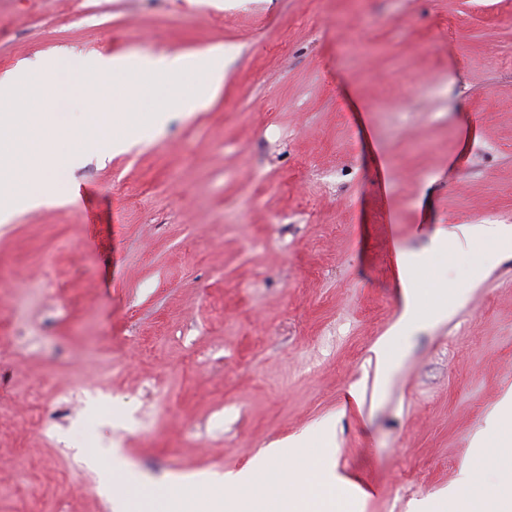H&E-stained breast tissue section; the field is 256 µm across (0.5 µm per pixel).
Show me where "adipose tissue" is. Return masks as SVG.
Returning a JSON list of instances; mask_svg holds the SVG:
<instances>
[{
  "label": "adipose tissue",
  "instance_id": "1",
  "mask_svg": "<svg viewBox=\"0 0 512 512\" xmlns=\"http://www.w3.org/2000/svg\"><path fill=\"white\" fill-rule=\"evenodd\" d=\"M485 453L461 480L458 496L432 512H512V420L494 422L483 439ZM496 469V482L486 480ZM342 477L335 474L330 455L313 449L293 451L288 444L268 449L263 466L199 480L168 477L151 504L153 512H221L218 494L239 490L230 512H324L326 502H338Z\"/></svg>",
  "mask_w": 512,
  "mask_h": 512
}]
</instances>
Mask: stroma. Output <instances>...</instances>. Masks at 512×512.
Masks as SVG:
<instances>
[{
    "mask_svg": "<svg viewBox=\"0 0 512 512\" xmlns=\"http://www.w3.org/2000/svg\"><path fill=\"white\" fill-rule=\"evenodd\" d=\"M208 50L218 93L0 224V512L135 510L331 427L347 512H411L512 394V0H0V74ZM463 224L505 235L432 247ZM400 250L455 293L433 320L417 278L384 375Z\"/></svg>",
    "mask_w": 512,
    "mask_h": 512,
    "instance_id": "35a3bbf8",
    "label": "stroma"
}]
</instances>
